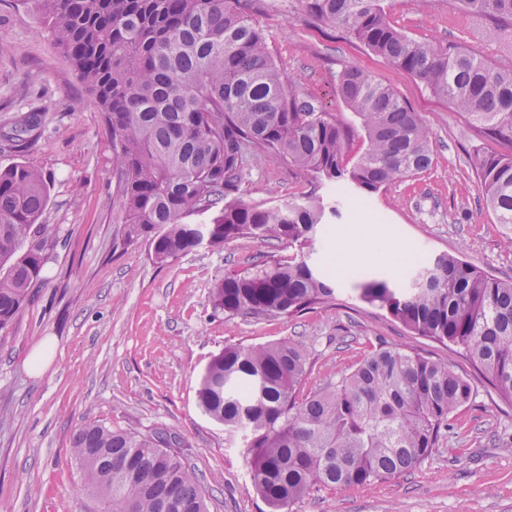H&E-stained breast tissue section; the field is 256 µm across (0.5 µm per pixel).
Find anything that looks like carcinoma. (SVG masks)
Listing matches in <instances>:
<instances>
[{"label": "carcinoma", "instance_id": "carcinoma-1", "mask_svg": "<svg viewBox=\"0 0 512 512\" xmlns=\"http://www.w3.org/2000/svg\"><path fill=\"white\" fill-rule=\"evenodd\" d=\"M64 61L93 92L112 134L121 241H145L155 264L239 238L287 242L286 264L227 273L212 289L227 317L296 316L335 299L331 272L308 263L325 213L320 198L269 205L236 196L245 152L288 163L336 197L373 194L426 171V125L390 87L349 67L336 89L353 115L342 122L278 69L242 0H33ZM472 14L512 27V0H462ZM338 27L443 97L494 139L512 144V70L459 47L394 28L385 0H304ZM362 147L349 157L355 136ZM479 190L496 223L512 226V153L478 155ZM45 177L15 163L0 169V331L43 267ZM217 210L200 224L187 218ZM359 298L418 336L459 350L512 402V281L447 253L406 286L356 285ZM294 337L227 345L199 382V406L246 448L256 493L269 512H292L317 486L370 485L408 473L473 397L451 362L379 348L336 384L298 397L309 369ZM167 428L146 434L84 425L74 441L84 485L103 512H208L200 478Z\"/></svg>", "mask_w": 512, "mask_h": 512}]
</instances>
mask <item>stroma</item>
I'll use <instances>...</instances> for the list:
<instances>
[{
	"label": "stroma",
	"instance_id": "obj_1",
	"mask_svg": "<svg viewBox=\"0 0 512 512\" xmlns=\"http://www.w3.org/2000/svg\"><path fill=\"white\" fill-rule=\"evenodd\" d=\"M387 4L393 26L411 37L512 69V29L466 12L461 0ZM245 7L284 76L338 119L349 117L336 93L343 68H362L393 88L427 126L432 164L368 197L352 195L342 207L349 225L321 228L310 260L334 270L335 301L293 318L213 313L210 292L225 273L288 262L295 249L237 239L159 265L146 243L117 245L116 164L103 114L29 0H0V167L21 162L44 174L49 200L40 221L50 227L40 278L0 338V512H98L72 452L86 424L166 427L181 436L182 454L202 475L209 512H268L245 449L203 413L197 388L224 346L288 336L310 347L306 393L336 382L382 346L453 360L474 387L420 467L363 487L314 489L293 512H512V404L448 346L359 299L352 277L357 270L403 275L448 253L512 280V231L495 222L471 165L474 155L507 154L512 145L483 136L412 75L310 18L302 0H245ZM30 115L38 116L37 128L13 139ZM310 194L335 196L284 163L247 154L238 192L245 201L283 204ZM350 242L383 256L348 258ZM44 340L55 355L37 376L27 360Z\"/></svg>",
	"mask_w": 512,
	"mask_h": 512
}]
</instances>
